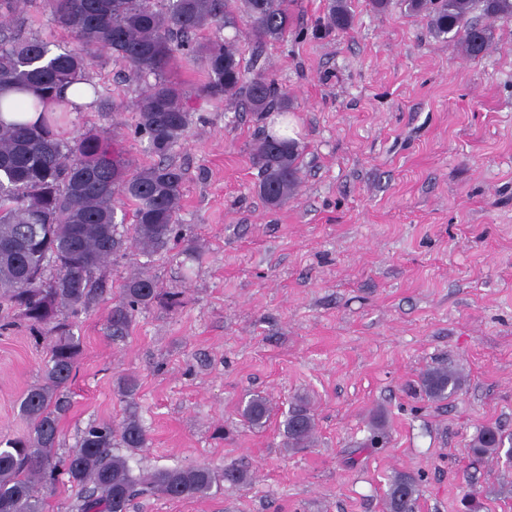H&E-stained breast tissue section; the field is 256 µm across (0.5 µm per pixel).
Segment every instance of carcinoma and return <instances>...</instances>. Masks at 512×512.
Segmentation results:
<instances>
[{
	"label": "carcinoma",
	"mask_w": 512,
	"mask_h": 512,
	"mask_svg": "<svg viewBox=\"0 0 512 512\" xmlns=\"http://www.w3.org/2000/svg\"><path fill=\"white\" fill-rule=\"evenodd\" d=\"M55 25L78 47L53 50L50 43L26 31L24 6L30 0H0V92L15 90L31 100L10 105L8 112H36L32 122L0 116V300L18 311L33 336H54L44 382L29 388L20 411L32 422L24 439L0 448V512H46L38 485L59 482L85 488L77 512H128L137 493L157 492L174 499L210 493L219 481L243 483L247 474L228 466L218 476L207 466L165 468L135 476L129 457L147 446L140 421L130 417L120 430L91 424L74 448L56 458L59 443L57 409L68 389L80 343L62 318L88 308L102 280L96 277L112 258L135 247L145 255L166 250L178 234L183 170L169 161L173 147L191 124L184 107L185 90L169 76L174 54L184 50L201 65L205 80L199 92L211 101L242 96L254 112L289 109L288 97L261 72L246 76L237 40L221 37L195 46L193 36L216 23L237 28L228 0H40ZM293 0H242L244 33L257 44L282 41L291 27ZM412 12H424L437 38L458 41L463 54L483 58L492 28L478 25L479 11L497 21L512 20V0H404ZM327 24L345 32L352 25L347 0H329ZM99 51L135 72L154 76V83L134 103V133L147 140L159 161L127 174L112 133H74L67 116L73 104L62 91L85 83L93 104L113 109L92 82L89 60ZM300 146L267 135L254 153L261 173L259 192L267 204L288 200L300 182ZM132 206V233L116 219V203ZM161 299L180 304L179 292L160 294L153 277L128 280L112 306V335L128 331L132 313ZM428 397L441 400L457 392L458 374L447 366L428 369L421 378ZM266 398L252 394L243 416L263 424ZM313 417L299 400L283 421L285 444L303 448L311 440ZM504 439L492 427L479 430L471 450L477 455L499 451ZM417 483L407 473L394 475L387 493V512H414Z\"/></svg>",
	"instance_id": "carcinoma-1"
}]
</instances>
